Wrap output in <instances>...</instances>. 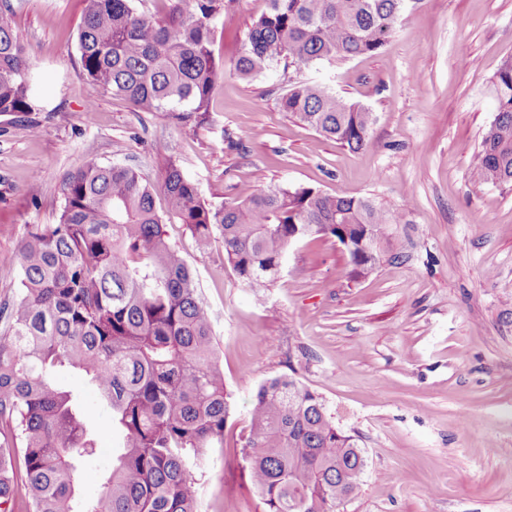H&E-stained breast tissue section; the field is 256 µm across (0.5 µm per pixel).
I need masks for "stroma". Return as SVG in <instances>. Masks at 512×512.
I'll return each mask as SVG.
<instances>
[{
	"label": "stroma",
	"mask_w": 512,
	"mask_h": 512,
	"mask_svg": "<svg viewBox=\"0 0 512 512\" xmlns=\"http://www.w3.org/2000/svg\"><path fill=\"white\" fill-rule=\"evenodd\" d=\"M40 109L0 115V270L19 264L30 224L54 223L65 177L85 160L138 168L159 183L174 157L204 200L241 201L261 184L305 186L405 208L394 252L350 281L336 240L290 246L271 288L244 287L215 242L198 250L176 220L165 230L207 306L234 413L195 486L198 512H258L238 455L252 397L289 376L319 393L366 452L359 494L344 512H512V187L481 182L471 156L495 116L492 80L512 58V0H409L387 44L304 68L300 77L373 114L358 152L278 108L292 71L226 76L209 124L183 135L163 112H138L93 86L78 49L83 0H11ZM268 0H235L214 20V56L231 63ZM93 114H86V106ZM98 432L78 468L82 495L112 465L111 414L75 371Z\"/></svg>",
	"instance_id": "obj_1"
}]
</instances>
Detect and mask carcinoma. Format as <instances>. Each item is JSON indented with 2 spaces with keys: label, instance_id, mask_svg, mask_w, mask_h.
Returning a JSON list of instances; mask_svg holds the SVG:
<instances>
[{
  "label": "carcinoma",
  "instance_id": "obj_1",
  "mask_svg": "<svg viewBox=\"0 0 512 512\" xmlns=\"http://www.w3.org/2000/svg\"><path fill=\"white\" fill-rule=\"evenodd\" d=\"M82 69L138 112H164L185 134L211 118L226 74L251 81L274 62L298 67L381 50L407 0H269L231 68L215 59L214 19L228 0H193L163 16L137 0H84ZM10 0H0V113L35 112L29 62ZM496 115L472 165L512 186V60L493 80ZM281 111L351 151L369 143L371 113L319 83L296 79ZM168 214L199 250L216 240L247 288H269L288 248L334 238L360 281L385 258L404 209L311 187L259 185L245 200L202 199L175 159H164ZM155 187L129 166L85 161L62 186L54 224L28 225L19 246L18 296L0 328V512L24 494L32 512H198L194 487L208 450L224 445L234 412L208 309L180 251L165 236ZM80 372L107 404L118 444L99 498L85 500L79 464L97 432L78 395L56 374ZM239 455L260 512H341L360 490L364 450L333 420L320 394L275 377L253 396Z\"/></svg>",
  "mask_w": 512,
  "mask_h": 512
}]
</instances>
